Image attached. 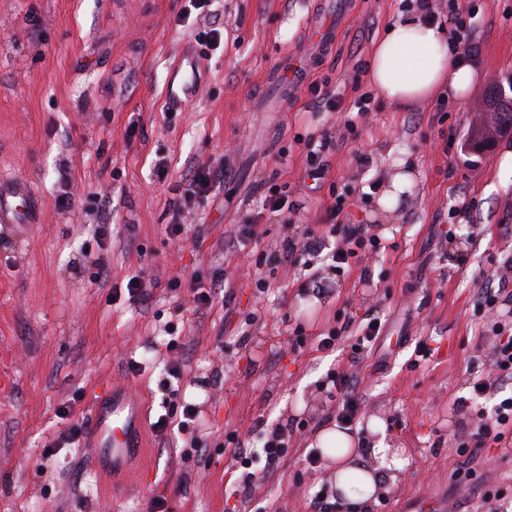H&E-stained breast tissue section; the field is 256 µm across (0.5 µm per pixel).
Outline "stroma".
<instances>
[{"label":"stroma","mask_w":512,"mask_h":512,"mask_svg":"<svg viewBox=\"0 0 512 512\" xmlns=\"http://www.w3.org/2000/svg\"><path fill=\"white\" fill-rule=\"evenodd\" d=\"M340 1L211 0L203 17L188 0H0V175L29 181L43 208L25 238L0 227V512H149L158 496L167 512H313L333 470H309L305 455L336 424L329 378L346 369L359 403L353 440L385 438L406 461L371 512H436L443 501L454 512H512V426L501 442L469 444L471 383L489 372L494 324L512 323V293L491 310L477 301L512 259V168L502 164L512 130L487 150L470 145L490 88L512 83V0L460 2L482 74L464 103L399 112L376 96L363 114L366 63L400 0H344L341 18ZM320 14L337 19L322 49ZM207 28L223 29L218 47L199 43ZM184 45L201 79L173 111L165 87ZM308 53L311 72L278 101L267 73L283 55ZM324 133L326 174L314 180L307 143ZM402 158L414 183L383 224L377 200ZM216 160L222 180L172 234L177 191ZM271 180L290 210L264 209ZM338 222L366 225L382 250L342 269L301 251L281 260L289 236L333 246ZM250 227L256 241L226 249ZM134 275L146 298L128 295ZM196 288L209 304L194 301ZM368 314L381 332L349 364ZM337 329L339 343L317 349V336ZM172 364L183 367L181 402L200 411L191 436L152 427ZM122 383L146 402L147 446L117 486L86 446L51 444ZM260 420L291 434L280 468L246 492L227 436L260 447Z\"/></svg>","instance_id":"obj_1"}]
</instances>
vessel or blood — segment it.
Returning a JSON list of instances; mask_svg holds the SVG:
<instances>
[{
  "instance_id": "b4317fda",
  "label": "vessel or blood",
  "mask_w": 512,
  "mask_h": 512,
  "mask_svg": "<svg viewBox=\"0 0 512 512\" xmlns=\"http://www.w3.org/2000/svg\"><path fill=\"white\" fill-rule=\"evenodd\" d=\"M199 65L194 56L183 54L166 87L168 107L179 108L191 98L198 83ZM33 196L29 185L0 178V223L20 225L31 222L26 205ZM145 405L127 389L110 387L94 399L85 428V444L94 461L105 470L122 467L142 445Z\"/></svg>"
}]
</instances>
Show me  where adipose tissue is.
I'll list each match as a JSON object with an SVG mask.
<instances>
[{
	"mask_svg": "<svg viewBox=\"0 0 512 512\" xmlns=\"http://www.w3.org/2000/svg\"><path fill=\"white\" fill-rule=\"evenodd\" d=\"M445 27L425 22L416 14H398L378 39L368 62L371 85L397 111L447 91L458 102L473 87L479 71L473 58L449 49ZM317 444L335 463L333 486L347 512H368L370 505L395 483L405 462L391 455L384 441L359 452L346 431L324 430Z\"/></svg>",
	"mask_w": 512,
	"mask_h": 512,
	"instance_id": "1",
	"label": "adipose tissue"
}]
</instances>
